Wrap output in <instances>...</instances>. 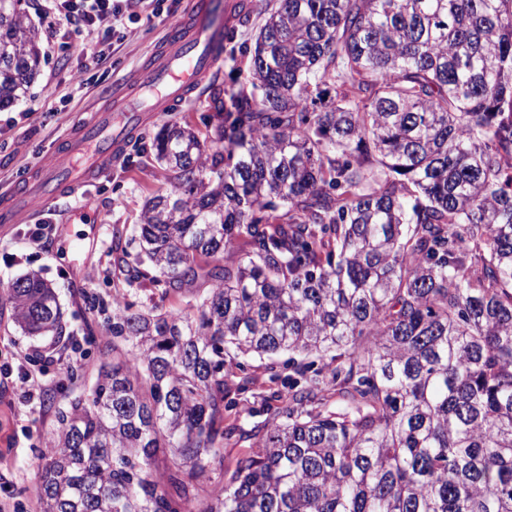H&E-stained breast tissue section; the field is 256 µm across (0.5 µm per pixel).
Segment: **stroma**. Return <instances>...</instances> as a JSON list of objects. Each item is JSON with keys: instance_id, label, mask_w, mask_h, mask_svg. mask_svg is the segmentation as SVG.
I'll list each match as a JSON object with an SVG mask.
<instances>
[{"instance_id": "stroma-1", "label": "stroma", "mask_w": 512, "mask_h": 512, "mask_svg": "<svg viewBox=\"0 0 512 512\" xmlns=\"http://www.w3.org/2000/svg\"><path fill=\"white\" fill-rule=\"evenodd\" d=\"M191 2L161 0L157 17L151 7L135 5L133 16L124 21L123 37L104 44L102 55L84 69L76 51L83 35L55 36L53 18L38 11L37 0H23L40 32L43 60L25 96L0 109V202L24 185L30 170L46 163L86 119L106 107L114 89L153 61L155 45L189 11ZM209 102V89L204 86L173 111L147 114L126 139L118 164L76 193L44 203L35 215L0 227V364L16 363L25 355L53 357L44 393L31 402L21 399L17 376L0 374V512H40L35 493L38 457L56 429L54 411L45 404L44 394L64 399L90 384L99 365L112 359L107 341L87 334L94 317L85 304L86 296L109 302L122 295L139 309L157 304V297L136 289L120 293L112 229L117 224L139 223L146 201L170 186L152 146L158 128L184 120L201 127ZM37 224L44 225L46 237L35 245L29 231ZM31 272L56 288L65 320V334L59 341L29 335L14 319L8 291ZM268 365L265 358L249 359L247 373L252 382L236 395L235 407L224 415L225 424L249 430L287 405V393L271 382ZM69 366L78 370L77 378L67 376Z\"/></svg>"}]
</instances>
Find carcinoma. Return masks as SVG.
I'll use <instances>...</instances> for the list:
<instances>
[{
    "label": "carcinoma",
    "instance_id": "cac0c4a2",
    "mask_svg": "<svg viewBox=\"0 0 512 512\" xmlns=\"http://www.w3.org/2000/svg\"><path fill=\"white\" fill-rule=\"evenodd\" d=\"M257 9L243 82L206 134H156L171 187L113 229L125 282L180 307L97 303L112 365L48 399L41 512H512V0ZM41 56L0 0V107ZM9 299L63 336L39 275ZM282 353L288 406L224 428L226 358ZM253 442L254 440L239 439L238 435H235L231 440H224V473L226 470L232 469L236 458L256 449L250 448Z\"/></svg>",
    "mask_w": 512,
    "mask_h": 512
}]
</instances>
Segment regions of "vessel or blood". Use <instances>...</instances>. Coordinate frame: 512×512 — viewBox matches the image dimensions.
<instances>
[{
  "label": "vessel or blood",
  "instance_id": "b4317fda",
  "mask_svg": "<svg viewBox=\"0 0 512 512\" xmlns=\"http://www.w3.org/2000/svg\"><path fill=\"white\" fill-rule=\"evenodd\" d=\"M209 7V0H193L186 24L171 29L163 59L140 71L134 90L118 95L110 113L87 121L71 147L54 153L23 194L0 205V223H18L61 190L79 188L108 167L119 155L129 130L143 116L144 112L133 106L138 95H149L148 110L164 112L203 84L220 59L207 25Z\"/></svg>",
  "mask_w": 512,
  "mask_h": 512
}]
</instances>
